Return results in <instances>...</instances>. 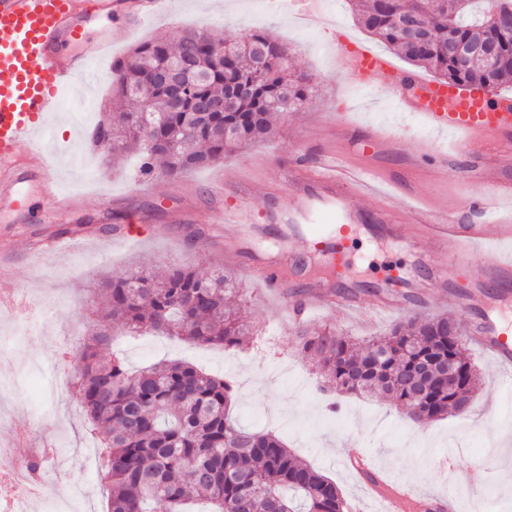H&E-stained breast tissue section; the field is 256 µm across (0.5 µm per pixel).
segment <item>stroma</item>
I'll list each match as a JSON object with an SVG mask.
<instances>
[{
	"mask_svg": "<svg viewBox=\"0 0 512 512\" xmlns=\"http://www.w3.org/2000/svg\"><path fill=\"white\" fill-rule=\"evenodd\" d=\"M171 16L136 29L111 56L92 62L93 96L82 86L64 93L61 122L51 129L53 154L62 160L61 189L67 210L57 211L22 183L19 209L0 210V264L12 268V288L41 304L45 321L34 336L13 335L10 322L0 318V336L12 339L11 355L0 361V383L9 389L0 397V461L14 446V430L29 423L38 427V440L65 448L69 463L59 469V491L79 486L81 501L65 502L61 512H108L109 489L101 472L85 467L79 439L89 426L86 417L71 420L72 382L81 361L84 340L99 330L94 314L103 280L124 273L131 262L181 263L203 272L236 271L247 288L248 319L254 327L242 348H206L156 335L116 334L104 355L120 352L129 369L162 359H180L235 383L238 398L233 415L242 425L280 434L299 457L336 481L347 501L364 512L376 503L349 457L361 451L371 471L408 483L420 495H447L452 482L463 481L468 469L481 465L490 473L486 492L456 494L467 512H512V487L504 475L512 471V391H505L492 358L478 349L470 355L482 377L466 417L448 416L425 424L405 417L394 404L379 398L344 396L321 391L315 359L303 356L296 326L318 331L335 326L347 336L364 339L407 321L409 312L351 316L310 311L302 323L291 321L288 307L278 304L245 271L224 256V230L211 221L217 201L209 186L217 176L210 167L188 172L176 180L142 181L136 159L114 165L111 153L100 150L91 134L74 136L80 114L94 105L98 115L112 112L113 66L141 41H175L191 28H203L213 38H243L265 28L292 50L291 64L312 78L317 92L297 111L277 121V133L225 159L224 168L239 174L259 213L254 234L259 247L276 246V226L270 213L284 202L264 177L267 166H288L294 156L311 157L335 140L332 124L340 115L355 113L360 125H379L407 133L405 150L426 137L421 120L405 112L396 99L376 87L359 89L345 75L336 48L343 39L360 41L378 50L386 46L357 23L351 0H325V19L300 23L293 15L268 11L266 0H174ZM118 215V230L106 232V215ZM57 237L71 240L70 250L51 256L34 255L41 242ZM450 457L454 475L438 462Z\"/></svg>",
	"mask_w": 512,
	"mask_h": 512,
	"instance_id": "1",
	"label": "stroma"
}]
</instances>
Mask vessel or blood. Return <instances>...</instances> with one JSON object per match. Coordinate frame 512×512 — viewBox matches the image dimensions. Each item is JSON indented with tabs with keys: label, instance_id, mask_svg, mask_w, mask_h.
Returning <instances> with one entry per match:
<instances>
[{
	"label": "vessel or blood",
	"instance_id": "vessel-or-blood-1",
	"mask_svg": "<svg viewBox=\"0 0 512 512\" xmlns=\"http://www.w3.org/2000/svg\"><path fill=\"white\" fill-rule=\"evenodd\" d=\"M171 7L172 0H0V207L20 206L13 187L23 172L32 175L50 199L58 197L59 170L41 135L59 111L62 92L86 77L92 61L115 42L109 35L87 39L84 20L95 12L131 9L142 23L170 14ZM65 41L79 44L80 53L62 54L59 46ZM336 51L348 63L353 85L377 81L428 128L452 134L456 147L449 151L423 140L415 151L405 153L401 137L374 125L359 135L350 122H343L335 146L319 150L314 161L290 164L284 177L275 171L268 174L271 183L284 187L289 221L309 223L308 247L319 258V267L297 278L292 273L293 253L270 258L237 246L236 257L250 278L275 299H287L289 289H299L304 304L293 309V320H301L313 308L357 311L359 296L348 285L352 245L363 220L355 199L371 197L373 221L382 237L395 244L413 237L422 245L417 252L418 276H408L395 264L385 267L376 291V311L424 303L428 289H437L441 305L471 314L468 341L492 356L511 385L512 326L503 324L501 310L512 304V255L499 254L487 267L474 265L472 259L488 244L512 243V95L403 70L354 40ZM397 152L403 155V165L394 171L381 158ZM451 165L467 174L491 175L489 190L476 199L478 209L491 216V224L464 223L465 204L450 206L436 197L422 206L399 208L382 190L386 184L419 186ZM224 196L229 203L219 219L225 239L237 245L243 225L254 221L256 207L240 202L235 180L225 179ZM451 241L456 250L450 264L424 249L428 243ZM452 264L462 280L449 278ZM370 488L378 512H424L426 507L425 498L404 483L378 477Z\"/></svg>",
	"mask_w": 512,
	"mask_h": 512
}]
</instances>
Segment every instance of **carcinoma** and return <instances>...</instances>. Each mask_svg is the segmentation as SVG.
Wrapping results in <instances>:
<instances>
[{
  "label": "carcinoma",
  "mask_w": 512,
  "mask_h": 512,
  "mask_svg": "<svg viewBox=\"0 0 512 512\" xmlns=\"http://www.w3.org/2000/svg\"><path fill=\"white\" fill-rule=\"evenodd\" d=\"M394 0L384 12L379 0H362L358 23L416 67L441 80L498 87L512 80V0ZM414 13L429 36L420 52L402 17ZM493 39L501 48L488 62L473 57L458 64L448 55V36ZM190 61L194 75L185 83L178 109H169L166 91L152 80L161 66ZM117 122L103 120L94 141L119 158L136 154L144 180L176 178L210 167L234 152L274 135L273 115L296 111L313 97L309 76L290 66V48L258 30L242 42L216 40L205 30H187L173 45L143 42L113 72ZM249 92L224 112H203L205 103L224 100L230 85ZM167 140L171 150L155 142ZM100 322L122 327L130 336L147 331L182 341L237 348L248 327L241 315L243 289L230 273L207 276L184 264H170L157 275L139 266L108 280ZM302 351L318 358L323 387L348 395H380L406 409L417 423L455 414L457 394L471 395L480 372L467 354L459 322L446 314L414 316L384 336L354 340L325 327L315 335L297 329ZM110 334L83 344L73 400L106 435L110 482L109 512H186L206 500L212 512H346L335 481L295 456L277 436L238 425L230 415L236 389L227 378L163 360L130 371L124 359H105L99 349ZM381 349L386 358H368ZM458 362L454 391L423 376L416 400L409 381L418 367L440 359Z\"/></svg>",
  "instance_id": "obj_1"
}]
</instances>
